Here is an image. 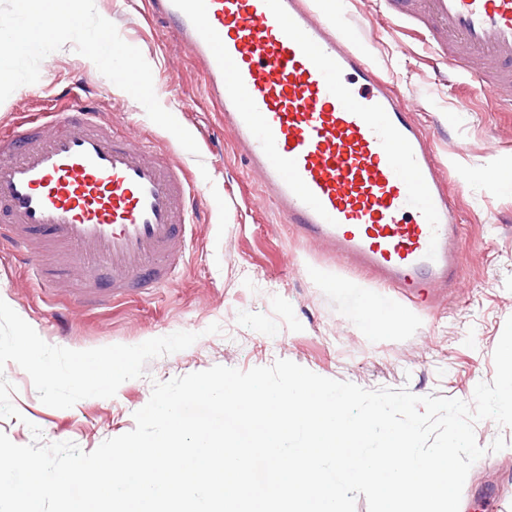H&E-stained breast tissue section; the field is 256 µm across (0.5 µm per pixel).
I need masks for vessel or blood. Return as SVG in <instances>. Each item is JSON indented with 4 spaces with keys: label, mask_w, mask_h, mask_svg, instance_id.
Returning <instances> with one entry per match:
<instances>
[{
    "label": "vessel or blood",
    "mask_w": 512,
    "mask_h": 512,
    "mask_svg": "<svg viewBox=\"0 0 512 512\" xmlns=\"http://www.w3.org/2000/svg\"><path fill=\"white\" fill-rule=\"evenodd\" d=\"M427 19L435 43L478 93L512 89V0H385ZM149 13L204 66L205 94L260 192L305 240L387 288H451L461 268L460 215L438 175L431 139L354 41L341 18L310 0H148ZM0 133V239L25 248L47 278L81 268L75 301L102 305L169 281L200 194L182 166L111 116L67 92ZM390 313L388 298L350 297Z\"/></svg>",
    "instance_id": "b4317fda"
}]
</instances>
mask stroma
<instances>
[{
	"label": "stroma",
	"instance_id": "1",
	"mask_svg": "<svg viewBox=\"0 0 512 512\" xmlns=\"http://www.w3.org/2000/svg\"><path fill=\"white\" fill-rule=\"evenodd\" d=\"M351 35L367 44L373 62L402 95L433 139L449 193L463 218L462 265L455 288L431 289L427 304L394 291L397 309L410 315L403 329L378 333L348 311L324 279L353 276L326 246L300 238L271 203L206 98L203 72L170 29L147 17L145 0H95L124 41L139 48L152 68L156 96L194 136L192 155L154 124L135 99L75 52L72 44L48 55L37 83L0 103V126L16 113L39 111L69 91L111 114L118 129L152 140L158 152L211 180L201 183L205 202L193 229L187 261L173 281L106 306L69 302L79 270L59 274L56 285L32 279L23 257L0 244V299L48 344L86 350L137 345L177 331L197 333L186 350L149 361L144 377L124 382L111 398H87L68 409L44 405L29 375L8 363L19 417L0 418V432L18 445L38 426L44 442L71 441L94 451L104 440L134 429L135 411L150 399L152 384L216 365L247 371L287 359L331 379L368 390L400 388L416 395L472 401L476 385L495 376L494 350L512 317V193L485 182L483 172L512 178V108L474 93L469 75L426 48L418 22L389 19L383 0H335ZM226 200V230L218 228L213 193ZM69 310L66 331L56 320ZM220 333H208L211 324ZM507 446L490 452L495 437ZM485 455L471 467L462 492L466 512H512V427L476 423Z\"/></svg>",
	"mask_w": 512,
	"mask_h": 512
}]
</instances>
